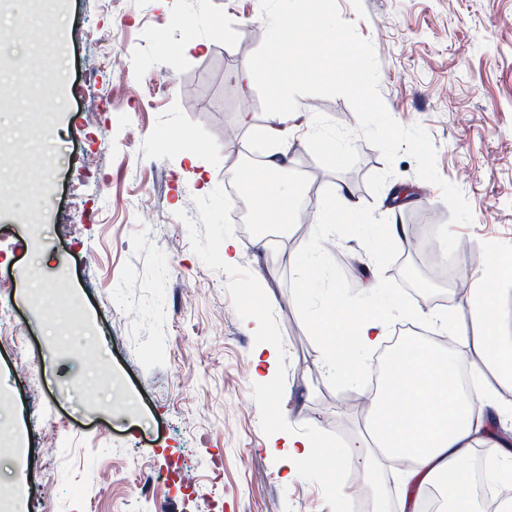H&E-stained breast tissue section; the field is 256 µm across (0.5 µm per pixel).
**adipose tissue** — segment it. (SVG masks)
<instances>
[{"mask_svg": "<svg viewBox=\"0 0 512 512\" xmlns=\"http://www.w3.org/2000/svg\"><path fill=\"white\" fill-rule=\"evenodd\" d=\"M302 25V18L293 13L272 20L268 51L253 58L242 81L250 85L268 74L269 56L284 53L300 36ZM286 169L279 158H267L253 171L251 196L287 207L288 184L280 177ZM509 274L512 266L500 257L486 260L473 309L453 320L460 349L408 342L370 404V437L353 439L336 454L338 464L358 463L367 473L374 472L384 458L409 459L402 479L401 512H421L423 498L434 491L442 494L445 512H482L472 491L473 476L465 468L482 443L497 450L488 480L497 486L512 485V434L497 431L501 418L512 415V404L502 396L503 391H512V336L502 334L494 309L495 286ZM385 320L380 307L341 299L320 314L324 334L334 340L329 369L334 380L356 382L358 352L380 342ZM265 452L287 456L288 467L294 470L314 462L321 447L312 437L278 430Z\"/></svg>", "mask_w": 512, "mask_h": 512, "instance_id": "1", "label": "adipose tissue"}]
</instances>
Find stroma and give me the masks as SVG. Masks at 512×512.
Returning <instances> with one entry per match:
<instances>
[{
    "label": "stroma",
    "mask_w": 512,
    "mask_h": 512,
    "mask_svg": "<svg viewBox=\"0 0 512 512\" xmlns=\"http://www.w3.org/2000/svg\"><path fill=\"white\" fill-rule=\"evenodd\" d=\"M338 4L374 47L389 114L425 129L471 208L452 262L434 237L449 209L407 153L376 195L367 178L386 164L363 136L346 172L310 153L314 115L356 128L345 98L298 97L287 132L250 138L243 116L269 120L239 80L265 35L259 0H58L53 33L9 46L0 148L12 167H43L34 196L0 191V304L14 326L0 342V427L22 439L0 452V500L14 512L41 492L47 512H336L366 497L359 465L332 488L330 457L288 478L262 448L278 428L332 449L364 432L377 353H360L356 383L327 375L314 318L328 302L368 299L386 308V333L410 323L444 340L431 311L470 309L451 282L465 271L477 284L489 255L512 257V0ZM274 151L296 195L288 227L268 210L263 245L228 214V169ZM342 184L357 219L314 226ZM393 222L414 239L400 251L380 235ZM263 343L278 350L266 382L252 361Z\"/></svg>",
    "instance_id": "35a3bbf8"
}]
</instances>
